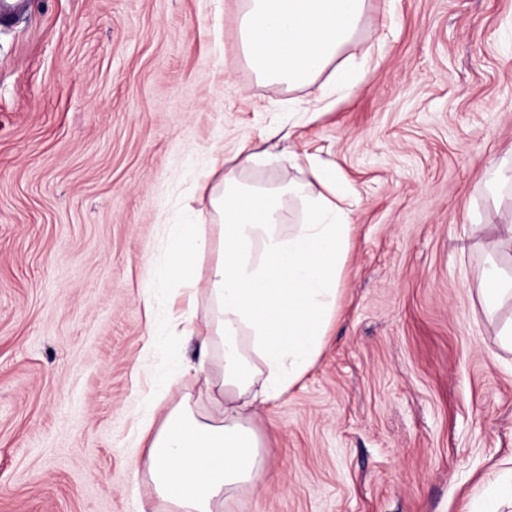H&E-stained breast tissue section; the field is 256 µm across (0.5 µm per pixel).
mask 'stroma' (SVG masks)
Instances as JSON below:
<instances>
[{
  "mask_svg": "<svg viewBox=\"0 0 512 512\" xmlns=\"http://www.w3.org/2000/svg\"><path fill=\"white\" fill-rule=\"evenodd\" d=\"M248 0H23L0 14V512H164L132 479L162 227L201 182L338 167L353 226L322 352L254 422L276 473L241 512H473L512 460V352L488 307L494 164L512 149V0H366L335 66L275 84ZM357 84V81L354 77V74L351 70L348 69H337L333 73L332 77V88L331 91L328 92L323 86L320 87L319 96L316 98L317 103L325 104L321 108H325L329 105L330 102H326L333 94H335L336 86L341 90L353 89Z\"/></svg>",
  "mask_w": 512,
  "mask_h": 512,
  "instance_id": "1",
  "label": "stroma"
}]
</instances>
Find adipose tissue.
Returning <instances> with one entry per match:
<instances>
[{
	"label": "adipose tissue",
	"instance_id": "ef3b65f1",
	"mask_svg": "<svg viewBox=\"0 0 512 512\" xmlns=\"http://www.w3.org/2000/svg\"><path fill=\"white\" fill-rule=\"evenodd\" d=\"M366 0H250L244 19L252 66L276 83L313 82L358 31ZM243 156L209 192L219 222L169 227L168 261L158 268L146 299L185 297L169 316L170 335L196 338L200 364L193 371L209 413L189 399L162 422H137L144 461L133 477L147 475L166 512H238L239 491L264 478L269 466L249 408L274 403L295 386L319 357L336 314L340 274L351 224L338 169H311L317 191L285 179L274 187L243 183ZM301 195L305 215L283 227L282 203ZM208 311L195 329L197 292ZM221 350V374L203 360Z\"/></svg>",
	"mask_w": 512,
	"mask_h": 512
}]
</instances>
